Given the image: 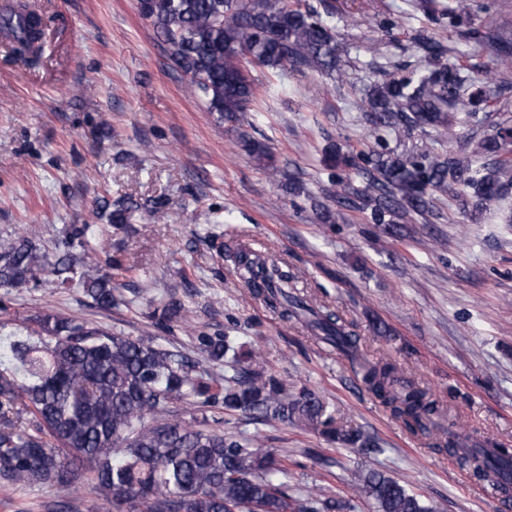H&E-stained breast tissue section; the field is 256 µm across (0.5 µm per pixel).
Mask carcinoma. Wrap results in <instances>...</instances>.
Listing matches in <instances>:
<instances>
[{"instance_id":"cac0c4a2","label":"carcinoma","mask_w":512,"mask_h":512,"mask_svg":"<svg viewBox=\"0 0 512 512\" xmlns=\"http://www.w3.org/2000/svg\"><path fill=\"white\" fill-rule=\"evenodd\" d=\"M490 9L483 0H448L449 22ZM172 49L176 65L190 77L193 93L203 97L219 122L253 124L256 87L248 65L272 71L290 68L334 76L344 62L331 27L285 0H139ZM43 18L20 0L0 17V31L17 51H29L42 34ZM470 38L490 48L504 65L512 64V37L499 31H470ZM466 83L453 62L414 70L375 85L368 93L371 122L400 134L420 130L439 142L450 137L457 115L481 124L486 106L477 88L462 99ZM330 168H350L365 179L350 194L370 207L371 223L394 232L395 220L432 212L437 196L453 191L462 208L481 213L512 193V126L499 123L492 132L472 138L457 152L430 145L416 153L373 149L347 152L325 148ZM136 206L109 214L110 225L128 223ZM92 224H70L68 250L53 257L33 238L22 236L0 250V287L20 292L39 284L45 274L63 288H79L92 305L108 310L115 301L112 276L96 263H81L75 247H85ZM239 278L256 298L285 319L305 322L320 340L346 356H359L358 338L342 319L310 305L296 288L288 266L271 262L258 269L249 250L235 255ZM159 323L183 318L175 300L155 310ZM25 333L0 334V482L10 485L55 483L63 496L51 512H70L64 494L70 474L93 465L107 512H346L350 500L336 501L311 493L288 494L279 476L287 459L262 444L209 425L207 417L185 422L170 417L169 405L183 402L205 411L247 412L261 421L303 424L330 441L353 448H373V438L359 430L333 427L311 390L295 389L253 368L228 336L200 334L199 349L208 361L227 356L241 365L238 377L221 381L181 350L166 349L145 338L110 332L87 320L45 311L31 316ZM363 383L405 426L418 432L424 420L442 415L430 392L409 383L398 391V367L363 364ZM28 422L31 429L22 428ZM465 448L452 431L440 434L439 447L471 468L473 476L512 492V448L493 455ZM354 496L373 502L376 512H435L397 479L380 471H362L351 483Z\"/></svg>"}]
</instances>
